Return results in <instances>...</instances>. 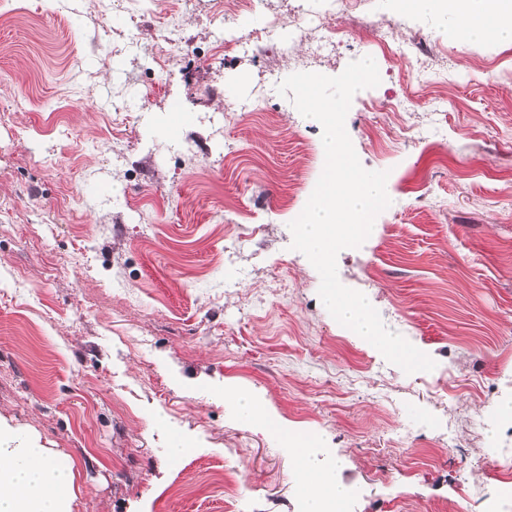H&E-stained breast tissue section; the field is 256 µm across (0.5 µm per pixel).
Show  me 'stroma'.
Instances as JSON below:
<instances>
[{
	"mask_svg": "<svg viewBox=\"0 0 512 512\" xmlns=\"http://www.w3.org/2000/svg\"><path fill=\"white\" fill-rule=\"evenodd\" d=\"M365 56L345 127L391 204L338 277L429 372L336 322L291 248L322 141L276 87ZM228 383L320 435L345 512H512V43L391 0H0V417L74 461L72 512H302Z\"/></svg>",
	"mask_w": 512,
	"mask_h": 512,
	"instance_id": "obj_1",
	"label": "stroma"
}]
</instances>
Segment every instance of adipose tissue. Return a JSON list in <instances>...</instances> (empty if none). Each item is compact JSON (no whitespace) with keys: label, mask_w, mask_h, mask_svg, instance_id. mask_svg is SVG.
Returning <instances> with one entry per match:
<instances>
[{"label":"adipose tissue","mask_w":512,"mask_h":512,"mask_svg":"<svg viewBox=\"0 0 512 512\" xmlns=\"http://www.w3.org/2000/svg\"><path fill=\"white\" fill-rule=\"evenodd\" d=\"M415 12L450 23V35L471 42L512 41V0H411ZM224 400L239 419L279 436L298 457L311 481L303 512H329L330 503L346 498L336 467L320 457L317 434L288 425L259 396L238 385L224 387ZM73 461L60 459L35 435L0 419V512H71L75 494Z\"/></svg>","instance_id":"1"}]
</instances>
